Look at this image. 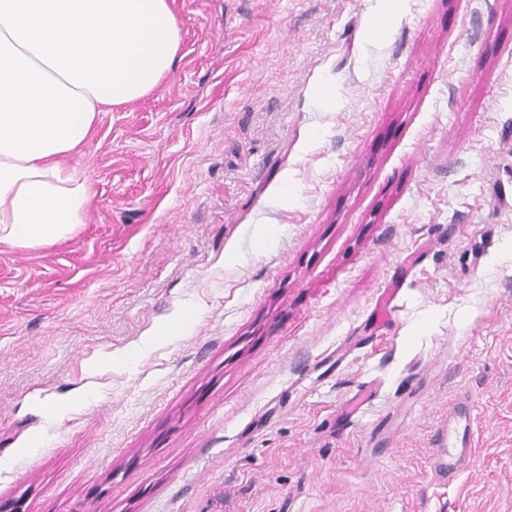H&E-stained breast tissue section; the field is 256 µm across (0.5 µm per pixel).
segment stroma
<instances>
[{
	"mask_svg": "<svg viewBox=\"0 0 512 512\" xmlns=\"http://www.w3.org/2000/svg\"><path fill=\"white\" fill-rule=\"evenodd\" d=\"M375 4L173 0L177 68L71 160L87 224L0 247L1 499L512 512V0H402L378 34ZM196 315L195 309L184 308L175 320L164 326L156 336L147 338L138 351L147 350L155 345L167 342L176 336H181L185 329L195 321ZM465 421L460 435L462 421ZM470 417L455 405L448 409V417L443 419L439 436L444 439L443 447L434 462H431L433 478L448 484L472 462L473 448L468 435Z\"/></svg>",
	"mask_w": 512,
	"mask_h": 512,
	"instance_id": "stroma-1",
	"label": "stroma"
}]
</instances>
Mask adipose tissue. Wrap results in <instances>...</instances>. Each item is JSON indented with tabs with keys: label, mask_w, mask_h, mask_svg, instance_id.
<instances>
[{
	"label": "adipose tissue",
	"mask_w": 512,
	"mask_h": 512,
	"mask_svg": "<svg viewBox=\"0 0 512 512\" xmlns=\"http://www.w3.org/2000/svg\"><path fill=\"white\" fill-rule=\"evenodd\" d=\"M180 48L170 0H0V245L52 246L86 223L91 184L71 159Z\"/></svg>",
	"instance_id": "adipose-tissue-1"
}]
</instances>
